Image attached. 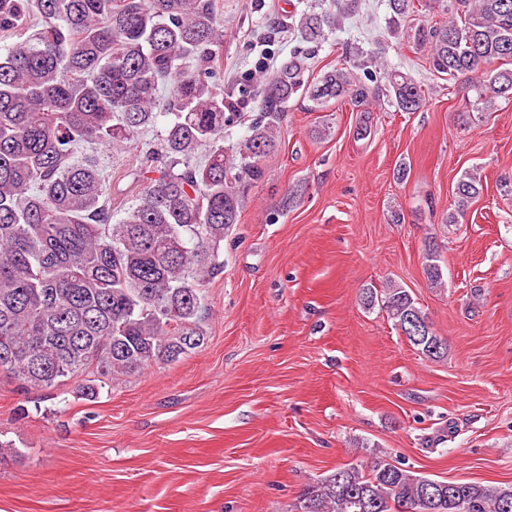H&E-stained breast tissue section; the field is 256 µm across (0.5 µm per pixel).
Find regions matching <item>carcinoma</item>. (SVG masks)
<instances>
[{
    "instance_id": "1",
    "label": "carcinoma",
    "mask_w": 512,
    "mask_h": 512,
    "mask_svg": "<svg viewBox=\"0 0 512 512\" xmlns=\"http://www.w3.org/2000/svg\"><path fill=\"white\" fill-rule=\"evenodd\" d=\"M444 22L414 31L434 71L473 92L465 126L512 99V0H433ZM339 17L292 15L300 41L318 44ZM0 373L27 388L85 374L79 392L201 347L203 280L220 268L224 233L237 223L244 188L265 178L288 102L316 108L383 92L401 112L423 102L404 72L371 55L306 77L311 51L296 49L263 78L264 92L237 151L224 125L239 101L224 95L221 0H0ZM160 134L145 139L157 126ZM135 152L138 203L112 222V162L95 150ZM456 183L446 223L482 192ZM425 271L442 283L437 247ZM385 311L425 357L443 353L426 313L397 284L360 292ZM301 512H512V487L438 481L393 462L338 467L301 495Z\"/></svg>"
}]
</instances>
